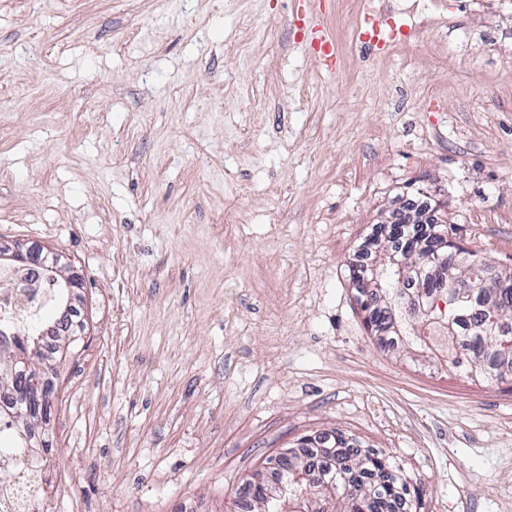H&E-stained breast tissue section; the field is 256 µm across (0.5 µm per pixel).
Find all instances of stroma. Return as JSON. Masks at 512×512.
Listing matches in <instances>:
<instances>
[{
    "label": "stroma",
    "mask_w": 512,
    "mask_h": 512,
    "mask_svg": "<svg viewBox=\"0 0 512 512\" xmlns=\"http://www.w3.org/2000/svg\"><path fill=\"white\" fill-rule=\"evenodd\" d=\"M418 187L512 264L506 0H0V250L60 254L84 326L42 366L50 512H237L325 433L417 512H512V378L380 347L350 282Z\"/></svg>",
    "instance_id": "1"
}]
</instances>
